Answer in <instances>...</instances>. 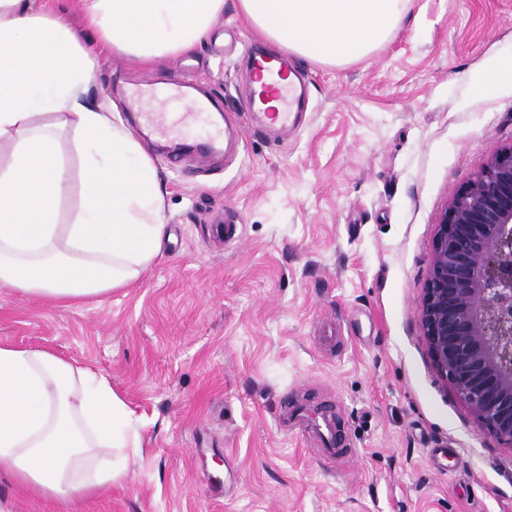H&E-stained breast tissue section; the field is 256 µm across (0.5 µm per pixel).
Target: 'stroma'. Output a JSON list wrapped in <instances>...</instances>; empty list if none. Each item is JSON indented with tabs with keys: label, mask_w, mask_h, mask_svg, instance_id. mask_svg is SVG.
Masks as SVG:
<instances>
[{
	"label": "stroma",
	"mask_w": 512,
	"mask_h": 512,
	"mask_svg": "<svg viewBox=\"0 0 512 512\" xmlns=\"http://www.w3.org/2000/svg\"><path fill=\"white\" fill-rule=\"evenodd\" d=\"M226 0L194 53L105 54L110 97L166 191L162 249L102 304L0 288V342L106 376L138 421L129 477L59 502L0 474V512H512V448L439 380L419 328L436 225L512 146V0H412L371 57L308 73L297 128L249 112L250 56L270 49ZM177 82L216 104L173 140L131 95ZM234 224L229 242L213 238ZM331 407L345 449L324 457L286 406Z\"/></svg>",
	"instance_id": "stroma-1"
}]
</instances>
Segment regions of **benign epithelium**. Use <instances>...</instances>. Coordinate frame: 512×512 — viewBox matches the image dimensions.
I'll use <instances>...</instances> for the list:
<instances>
[{
    "label": "benign epithelium",
    "mask_w": 512,
    "mask_h": 512,
    "mask_svg": "<svg viewBox=\"0 0 512 512\" xmlns=\"http://www.w3.org/2000/svg\"><path fill=\"white\" fill-rule=\"evenodd\" d=\"M419 326L440 381L479 430L512 447V146L436 224Z\"/></svg>",
    "instance_id": "1"
}]
</instances>
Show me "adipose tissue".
<instances>
[{
	"label": "adipose tissue",
	"mask_w": 512,
	"mask_h": 512,
	"mask_svg": "<svg viewBox=\"0 0 512 512\" xmlns=\"http://www.w3.org/2000/svg\"><path fill=\"white\" fill-rule=\"evenodd\" d=\"M82 32L40 0H0V288L62 305L103 301L139 279L164 238L153 158L110 99H87L103 48L150 62L194 52L224 0H76ZM412 0H237L283 51L332 66L366 59L398 30ZM83 157L86 199L60 221ZM138 435L106 377L39 349L0 344V468L48 498L103 492L128 476Z\"/></svg>",
	"instance_id": "ef3b65f1"
}]
</instances>
